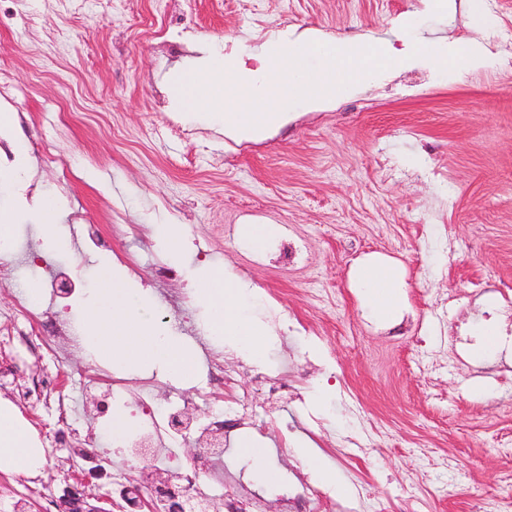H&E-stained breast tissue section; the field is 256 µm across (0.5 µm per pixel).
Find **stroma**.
<instances>
[{"label":"stroma","mask_w":512,"mask_h":512,"mask_svg":"<svg viewBox=\"0 0 512 512\" xmlns=\"http://www.w3.org/2000/svg\"><path fill=\"white\" fill-rule=\"evenodd\" d=\"M465 0H0V96L15 115L32 186L54 194L64 212L53 239L35 215L19 210L13 185H0V210L15 213L14 267L0 276V313L28 284L65 274L68 300L41 295L39 313L62 322L54 360L14 366L0 398L10 401L39 437L57 427L54 413L32 405L34 378L62 373L76 430L73 445L54 450L37 476L0 471V512H58L61 479L91 496L113 498L110 477L84 470V438L107 453L124 482L150 491L179 475L183 463L206 471L222 458L226 476L241 480L258 512H284L291 486L313 484L294 451L308 441L320 463L348 487L345 502L368 512H471L500 481L498 443L512 440V343L488 352L474 328L497 322L512 334V316L487 308V297L512 295V0H490L482 42L491 62L456 72L422 62L382 72L370 87L309 112L297 107L288 125L259 142H235L197 116L168 109L167 79L197 60L194 39L226 49L260 44L267 32L312 28L346 40L388 36L403 17L409 34L467 39ZM57 155L69 168L49 163ZM275 225L278 237L306 244V264L288 263L277 243L252 250L241 229ZM185 230V246L168 254L156 231ZM375 255L404 275L408 322L379 325L351 282L358 259ZM177 269L170 280L157 264ZM121 268L136 285L130 307L150 302L165 333L224 357L228 382L208 390L205 370L191 382L158 371H125L122 399L108 414L79 375L85 349L72 345L85 305L105 267ZM228 267L255 289L250 314L271 321L274 334L260 362L231 351L204 326V309L189 291L202 268ZM288 371L289 392L269 396L258 381ZM150 379L158 410L177 403L196 423L225 403L248 398L256 416L232 432L221 452L186 436L176 461L129 464V428L107 435L129 416ZM323 391L322 404L311 395ZM259 438L265 464L278 475L263 485L239 453L241 438Z\"/></svg>","instance_id":"obj_1"}]
</instances>
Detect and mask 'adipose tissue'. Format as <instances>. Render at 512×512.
Here are the masks:
<instances>
[{"instance_id": "ef3b65f1", "label": "adipose tissue", "mask_w": 512, "mask_h": 512, "mask_svg": "<svg viewBox=\"0 0 512 512\" xmlns=\"http://www.w3.org/2000/svg\"><path fill=\"white\" fill-rule=\"evenodd\" d=\"M353 279L365 308L377 321L387 326L401 321L404 282L396 265L368 257L357 262ZM129 285L123 271H103L98 301L86 311L83 344L98 358L127 370L158 367L180 380L192 378L195 353L158 330L147 309L128 306ZM193 293L207 312L209 331L223 334L228 344L243 349L251 359L262 358L272 330L245 315L249 290L239 277L228 270L203 269ZM43 463L44 450L32 429L10 402L0 399V470L35 474Z\"/></svg>"}]
</instances>
